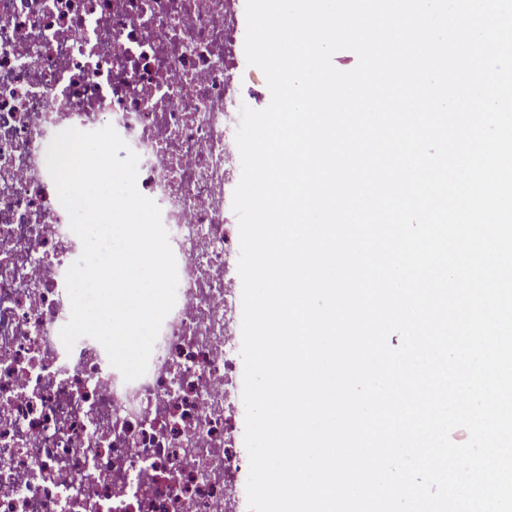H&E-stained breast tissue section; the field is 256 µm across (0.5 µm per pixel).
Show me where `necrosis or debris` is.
<instances>
[{
  "instance_id": "obj_1",
  "label": "necrosis or debris",
  "mask_w": 512,
  "mask_h": 512,
  "mask_svg": "<svg viewBox=\"0 0 512 512\" xmlns=\"http://www.w3.org/2000/svg\"><path fill=\"white\" fill-rule=\"evenodd\" d=\"M238 0H0V512H238ZM113 126L177 262L146 373L65 348L82 248L45 162ZM232 222H233L232 224H234V232H235V236H236V249H235V252H234L233 258H232V266L235 269V288L237 289V308H238V314H239V320H240L239 330H238V334H237V336H238V355H239L240 359L242 360V357L240 354L241 346H242V330H241V326H242V300H241L242 282H241V279H240V276H239L238 270H237V262H238V257H239V229H238V220H237V217L233 210H232ZM242 363H243V360H242Z\"/></svg>"
}]
</instances>
